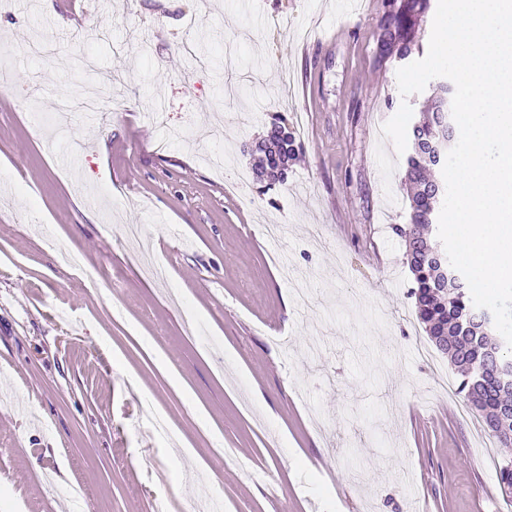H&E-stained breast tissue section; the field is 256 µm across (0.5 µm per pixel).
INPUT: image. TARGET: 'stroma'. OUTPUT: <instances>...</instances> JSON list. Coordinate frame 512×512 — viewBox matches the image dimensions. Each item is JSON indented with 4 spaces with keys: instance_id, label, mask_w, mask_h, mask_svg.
Wrapping results in <instances>:
<instances>
[{
    "instance_id": "1",
    "label": "stroma",
    "mask_w": 512,
    "mask_h": 512,
    "mask_svg": "<svg viewBox=\"0 0 512 512\" xmlns=\"http://www.w3.org/2000/svg\"><path fill=\"white\" fill-rule=\"evenodd\" d=\"M343 2L0 11V512L505 506L512 448L417 321L392 231L381 127L426 95L373 65L382 0ZM82 20L108 39L70 37ZM107 77L113 104L54 140ZM278 115L305 118L283 183L252 169Z\"/></svg>"
}]
</instances>
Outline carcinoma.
Segmentation results:
<instances>
[{
    "instance_id": "carcinoma-1",
    "label": "carcinoma",
    "mask_w": 512,
    "mask_h": 512,
    "mask_svg": "<svg viewBox=\"0 0 512 512\" xmlns=\"http://www.w3.org/2000/svg\"><path fill=\"white\" fill-rule=\"evenodd\" d=\"M377 34V67L391 59H405L412 47L419 44V22L430 10V0H385ZM429 105L422 119L416 121L408 134L409 152L404 161V184L408 186L409 223L392 226L393 232L405 241V260L413 276L417 319L424 325L430 341L448 357L460 374L458 392L478 414L483 427L501 444L512 441L497 431L500 426L512 432V353L503 337L493 331V316L486 309L474 307L466 280L449 263L436 241L424 236L420 227L437 223L445 182L435 177L444 163L437 162L436 151L447 155L457 143L448 137V108L452 90L448 83L433 85ZM288 135V149L270 155L262 149L255 174L261 176L270 167L287 169L288 160L298 153L300 144L284 124H275L269 141L280 132ZM500 489L512 487V458L497 467Z\"/></svg>"
}]
</instances>
